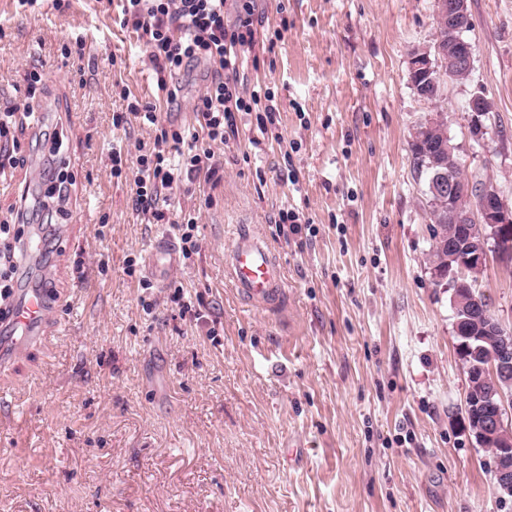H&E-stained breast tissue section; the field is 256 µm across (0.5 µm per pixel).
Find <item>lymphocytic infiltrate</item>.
<instances>
[{
	"label": "lymphocytic infiltrate",
	"instance_id": "1",
	"mask_svg": "<svg viewBox=\"0 0 512 512\" xmlns=\"http://www.w3.org/2000/svg\"><path fill=\"white\" fill-rule=\"evenodd\" d=\"M125 22L131 23L143 42L156 71L159 90L165 91L167 104H175L177 94L169 89L167 75L203 61L209 66L206 85L194 105L202 131L209 141L224 142L226 132L235 131L236 115L250 112L260 102L262 90L242 94L240 70L255 61L258 29L262 25L255 0H237L236 19L225 24L227 0H122ZM36 96L28 94L23 108H0V176L17 161L10 147V128L17 120H35ZM40 179L45 187L37 203L21 197L16 220L0 224V299L12 295L15 273V248L30 224L31 208H38L42 223L52 221L54 211L62 209L72 184L55 167H45ZM221 180L219 166L210 149L185 141L181 130L161 128L152 148L136 160L134 171L135 207L151 224L174 223L184 256L199 247L194 217L171 221L159 209L161 195L176 191L183 182Z\"/></svg>",
	"mask_w": 512,
	"mask_h": 512
}]
</instances>
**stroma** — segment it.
Masks as SVG:
<instances>
[{"label":"stroma","instance_id":"1","mask_svg":"<svg viewBox=\"0 0 512 512\" xmlns=\"http://www.w3.org/2000/svg\"><path fill=\"white\" fill-rule=\"evenodd\" d=\"M257 6L246 79L268 88L277 120L262 132L239 114L213 147L223 180L160 199L171 218L196 217L200 248L144 289L150 250L178 235L136 211L132 174L110 176V158L135 160L164 126L199 133L207 68L170 79L168 109L121 0H0V103L24 104L28 73L41 75L42 131L61 135L73 181L52 251L14 276L64 304L0 385V512H512L491 452L465 430L453 295L430 262L411 148L418 123L446 113L463 173L512 207V0H471L472 75L446 79L433 103L410 86L414 49L436 39L433 0ZM79 38L83 61L66 52ZM475 94L491 104L481 147ZM132 101L162 106L160 125L113 127ZM33 133L17 123L0 222L17 187L39 184L49 148ZM288 208L309 223L301 235L275 222ZM239 224L259 225L281 257L279 309L224 278ZM178 286L200 319L180 317ZM476 289L512 331V259L489 253ZM467 108L470 112L469 129L471 138L482 146L486 133L482 117H485L490 111V103L483 95L476 94L469 100V107L467 103Z\"/></svg>","mask_w":512,"mask_h":512}]
</instances>
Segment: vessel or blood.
<instances>
[{"label":"vessel or blood","mask_w":512,"mask_h":512,"mask_svg":"<svg viewBox=\"0 0 512 512\" xmlns=\"http://www.w3.org/2000/svg\"><path fill=\"white\" fill-rule=\"evenodd\" d=\"M175 263L174 253L163 244L148 260L152 275L159 280L167 277ZM225 273L235 291L256 308L278 304L285 293L282 263L256 225L237 226L227 252ZM50 309L47 289L30 288L0 313V326L10 335V350L16 352L40 340ZM7 351L0 349V370L5 367Z\"/></svg>","instance_id":"b4317fda"}]
</instances>
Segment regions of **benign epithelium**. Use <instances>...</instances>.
<instances>
[{"instance_id": "obj_1", "label": "benign epithelium", "mask_w": 512, "mask_h": 512, "mask_svg": "<svg viewBox=\"0 0 512 512\" xmlns=\"http://www.w3.org/2000/svg\"><path fill=\"white\" fill-rule=\"evenodd\" d=\"M435 12L448 16V44L438 42L435 50H424L422 54H413L411 61L410 84L420 98H425V83L437 85L439 81L438 69L433 65V59L444 54L453 56L460 49L456 32L463 24L472 22L468 0H434ZM490 111L489 101L482 95L476 94L469 100L470 112L469 129L471 138L478 144H483L486 133L482 117ZM434 193L448 195V213L456 216L453 210L454 201L458 197L471 194L472 185L461 182L459 179H440L431 183ZM461 223L472 225L468 240L448 241V253L459 260L457 269L448 273L452 286L458 288L464 285L466 266L476 264L484 266L488 254L500 250L503 241L512 237V210L490 191L469 212L459 217ZM498 374L503 386L494 391L481 394V400L473 402L466 397L464 412L466 416L476 414L481 419L483 430L479 441L494 440L503 428H511L509 414L512 413V399L505 394L504 388L512 386V336L501 335V347L498 363L486 369L478 366L471 371L468 378L467 393H472L480 383L484 371ZM495 476L498 485L506 492L512 490V440L500 444V453L494 461Z\"/></svg>"}]
</instances>
